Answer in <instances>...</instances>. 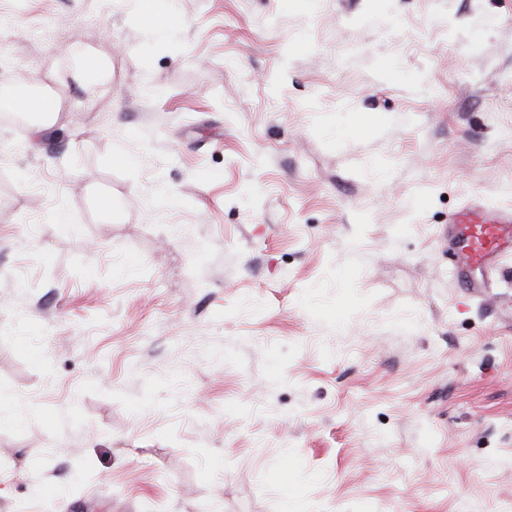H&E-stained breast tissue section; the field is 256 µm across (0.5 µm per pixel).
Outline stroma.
Here are the masks:
<instances>
[{"mask_svg": "<svg viewBox=\"0 0 512 512\" xmlns=\"http://www.w3.org/2000/svg\"><path fill=\"white\" fill-rule=\"evenodd\" d=\"M154 12L0 0V512H512V0ZM18 98L21 100L18 102L22 105L24 112L36 116L42 127L49 128L54 124V117L57 114L58 106L53 100L41 99L39 101H33L29 95L20 96ZM479 214L469 204L455 212L450 223L454 230L452 265L448 277L464 291L479 288L472 274L477 268L499 272L512 258V212H501L493 223H480Z\"/></svg>", "mask_w": 512, "mask_h": 512, "instance_id": "obj_1", "label": "stroma"}]
</instances>
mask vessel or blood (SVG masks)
Wrapping results in <instances>:
<instances>
[{"mask_svg": "<svg viewBox=\"0 0 512 512\" xmlns=\"http://www.w3.org/2000/svg\"><path fill=\"white\" fill-rule=\"evenodd\" d=\"M450 222L454 230V260L448 270L450 280L470 291L477 283L473 272L478 268L500 270L512 258V212H501L491 223H483L474 207L463 206Z\"/></svg>", "mask_w": 512, "mask_h": 512, "instance_id": "b4317fda", "label": "vessel or blood"}]
</instances>
